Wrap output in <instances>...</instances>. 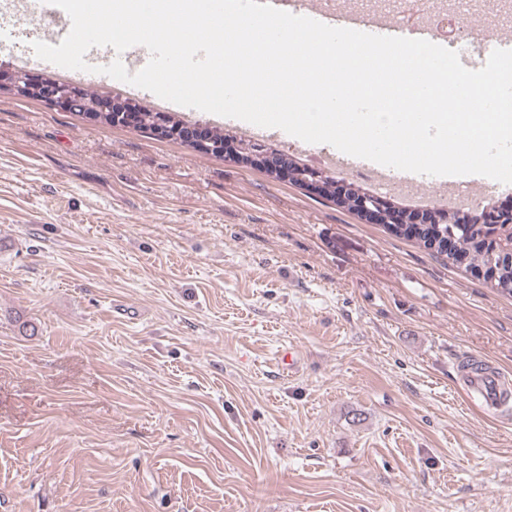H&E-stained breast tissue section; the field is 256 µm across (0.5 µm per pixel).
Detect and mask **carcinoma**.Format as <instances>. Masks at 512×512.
Here are the masks:
<instances>
[{"instance_id": "cac0c4a2", "label": "carcinoma", "mask_w": 512, "mask_h": 512, "mask_svg": "<svg viewBox=\"0 0 512 512\" xmlns=\"http://www.w3.org/2000/svg\"><path fill=\"white\" fill-rule=\"evenodd\" d=\"M98 101L93 92L79 95L74 111L89 112L92 118L107 124L124 123V118L116 119L110 112H93L91 108ZM136 110L129 124L139 131L177 141L181 138L183 122L171 112H150L132 105ZM204 152L223 157L235 163H249L250 155L256 152L252 140L236 139L221 129H212V136ZM281 162L288 168V180L303 185L305 181L317 174V170L300 165L288 155H281ZM325 190L323 195L336 202V205L349 211H358L359 190L355 189L345 198H336L335 178L320 175ZM429 224H389L387 229L397 236L416 240L432 254L453 259L448 252V239H453L458 249L469 255V268L478 277L499 292L512 297V224H488L481 220V214H457L443 209L431 210Z\"/></svg>"}]
</instances>
